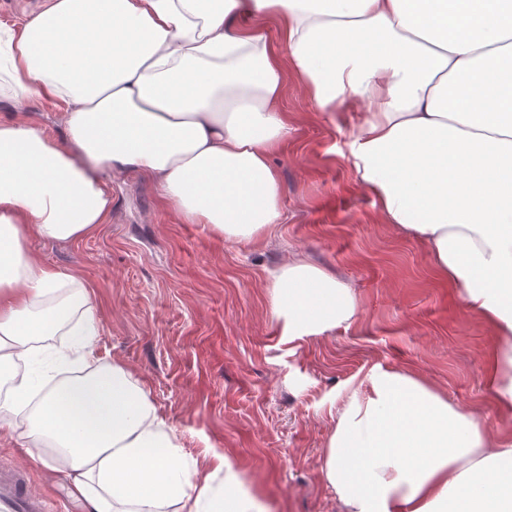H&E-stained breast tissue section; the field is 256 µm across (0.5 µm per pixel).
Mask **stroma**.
I'll use <instances>...</instances> for the list:
<instances>
[{
  "label": "stroma",
  "mask_w": 512,
  "mask_h": 512,
  "mask_svg": "<svg viewBox=\"0 0 512 512\" xmlns=\"http://www.w3.org/2000/svg\"><path fill=\"white\" fill-rule=\"evenodd\" d=\"M292 119L271 162L285 220L254 241L228 242L182 219L150 174L112 176V211L89 235L31 237L51 268L79 278L100 319L94 357L125 365L180 436V459L221 484L227 457L270 512H339L322 479L325 443L351 387L380 364L410 370L472 412L489 438L512 432L486 384L493 329L469 312L460 290L438 277L425 246L386 224L375 199L335 153L364 106L316 111L287 76ZM62 107L39 100L0 120L24 118L61 137ZM302 257L347 282L359 310L348 330L285 343L272 318L267 269ZM19 429H0V461L24 468L32 490L61 512L86 503L33 458Z\"/></svg>",
  "instance_id": "35a3bbf8"
}]
</instances>
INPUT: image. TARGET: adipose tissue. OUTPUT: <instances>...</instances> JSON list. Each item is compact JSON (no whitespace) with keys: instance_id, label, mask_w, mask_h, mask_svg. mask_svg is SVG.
Instances as JSON below:
<instances>
[{"instance_id":"adipose-tissue-1","label":"adipose tissue","mask_w":512,"mask_h":512,"mask_svg":"<svg viewBox=\"0 0 512 512\" xmlns=\"http://www.w3.org/2000/svg\"><path fill=\"white\" fill-rule=\"evenodd\" d=\"M289 68L318 111L366 104L339 153L494 330L489 386L512 418V0H41L0 27L14 100L62 103L65 133L0 121V422L22 421L91 512L267 509L231 461L220 492L179 461L147 390L94 359L86 288L41 266L27 240L106 223L105 176L128 167L156 177L189 223L228 241L270 236ZM268 281L285 343L355 321L352 288L305 259ZM62 331L86 372L36 396L17 363ZM365 381L321 460L341 512H512V437L489 439L412 371L378 365Z\"/></svg>"}]
</instances>
